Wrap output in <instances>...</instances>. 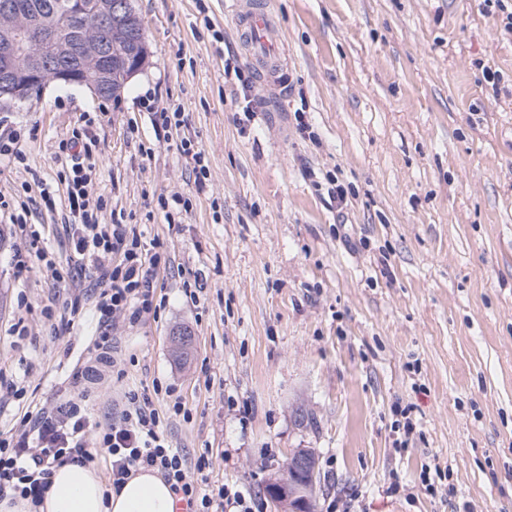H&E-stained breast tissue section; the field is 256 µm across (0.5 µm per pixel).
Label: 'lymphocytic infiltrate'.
<instances>
[{"instance_id": "f902f5d3", "label": "lymphocytic infiltrate", "mask_w": 512, "mask_h": 512, "mask_svg": "<svg viewBox=\"0 0 512 512\" xmlns=\"http://www.w3.org/2000/svg\"><path fill=\"white\" fill-rule=\"evenodd\" d=\"M96 140V131L87 123L59 145L68 172L69 210L78 219L74 253L106 284L96 305L100 316L120 317L133 325L155 310L152 273L160 258L144 257L141 234L131 225L100 223L98 207L91 204L88 192L92 182L89 146ZM127 402L121 419L103 429L96 427L80 404L67 400L39 413L31 425L0 433V498L14 492L40 503L56 465L83 464L102 454L110 461L113 486L124 484L139 468H151L193 512H251L241 492L224 485L206 489L190 478V471L209 468L208 458L192 463L170 447L160 416L147 397L132 391Z\"/></svg>"}]
</instances>
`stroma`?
Here are the masks:
<instances>
[{"label": "stroma", "instance_id": "obj_1", "mask_svg": "<svg viewBox=\"0 0 512 512\" xmlns=\"http://www.w3.org/2000/svg\"><path fill=\"white\" fill-rule=\"evenodd\" d=\"M234 2L202 14L196 0H136L150 57L118 100L52 84L0 111L24 156L0 162V196L26 204L56 263L10 225L0 432L71 396L106 425L135 390L169 445L208 456L209 485L252 512H272L266 486L301 448L316 512H512V34L484 0H270L286 93L243 124L224 80L225 51L248 64ZM148 98L184 124L155 129ZM88 114L100 222L136 225L143 252L167 260L162 307L114 319L120 371L100 377L102 283L74 256L58 149ZM185 137L208 159L201 191ZM331 175L348 190L341 213ZM174 196L188 207L170 216ZM398 406L417 423L403 448Z\"/></svg>", "mask_w": 512, "mask_h": 512}]
</instances>
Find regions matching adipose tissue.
<instances>
[{
    "label": "adipose tissue",
    "instance_id": "adipose-tissue-1",
    "mask_svg": "<svg viewBox=\"0 0 512 512\" xmlns=\"http://www.w3.org/2000/svg\"><path fill=\"white\" fill-rule=\"evenodd\" d=\"M176 498L163 477L139 470L114 488L96 463L54 467L51 485L40 504L11 493L0 512H175Z\"/></svg>",
    "mask_w": 512,
    "mask_h": 512
}]
</instances>
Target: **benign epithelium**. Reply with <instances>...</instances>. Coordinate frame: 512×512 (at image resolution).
Masks as SVG:
<instances>
[{"label":"benign epithelium","mask_w":512,"mask_h":512,"mask_svg":"<svg viewBox=\"0 0 512 512\" xmlns=\"http://www.w3.org/2000/svg\"><path fill=\"white\" fill-rule=\"evenodd\" d=\"M62 16L67 28L44 22L45 14ZM141 24L135 0H42L24 7L0 0V110L40 96L52 83L77 85L96 99L117 94L112 87V26ZM124 59V81L141 72L149 45L137 38Z\"/></svg>","instance_id":"benign-epithelium-1"}]
</instances>
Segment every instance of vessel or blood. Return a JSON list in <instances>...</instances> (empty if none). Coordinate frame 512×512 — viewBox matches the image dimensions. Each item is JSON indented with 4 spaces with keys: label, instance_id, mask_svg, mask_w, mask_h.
Masks as SVG:
<instances>
[{
    "label": "vessel or blood",
    "instance_id": "b4317fda",
    "mask_svg": "<svg viewBox=\"0 0 512 512\" xmlns=\"http://www.w3.org/2000/svg\"><path fill=\"white\" fill-rule=\"evenodd\" d=\"M236 21L240 44L262 89L285 90L284 52L265 0H247Z\"/></svg>",
    "mask_w": 512,
    "mask_h": 512
}]
</instances>
